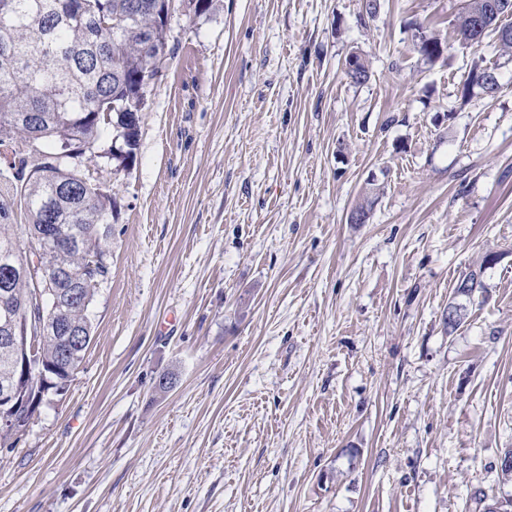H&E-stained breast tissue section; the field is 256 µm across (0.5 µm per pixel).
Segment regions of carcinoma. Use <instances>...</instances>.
I'll return each mask as SVG.
<instances>
[{"label":"carcinoma","mask_w":512,"mask_h":512,"mask_svg":"<svg viewBox=\"0 0 512 512\" xmlns=\"http://www.w3.org/2000/svg\"><path fill=\"white\" fill-rule=\"evenodd\" d=\"M137 0H0V336L23 304L30 282L3 276V268L47 242L51 227H74L81 247L46 252L42 262L63 264L78 274L89 252L106 253L111 236L112 197L84 178L80 167L63 158L76 152L125 163L134 157L139 136L137 105L145 87L137 76L155 65L154 53H169L170 22L165 0L136 7ZM493 0H465L454 23L457 36L468 37L470 17L483 14ZM107 21L112 27L106 28ZM415 46L430 63L444 53L443 41L416 29ZM488 67H475L462 89L483 88ZM114 132L119 148H104L103 135ZM24 209L22 235L14 214ZM96 278L88 274L80 300L68 310L70 323L91 335L88 308ZM37 349L52 362L55 336L41 334Z\"/></svg>","instance_id":"carcinoma-1"}]
</instances>
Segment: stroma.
<instances>
[{
	"instance_id": "obj_1",
	"label": "stroma",
	"mask_w": 512,
	"mask_h": 512,
	"mask_svg": "<svg viewBox=\"0 0 512 512\" xmlns=\"http://www.w3.org/2000/svg\"><path fill=\"white\" fill-rule=\"evenodd\" d=\"M174 15L61 395L0 448V512H482L512 497V63L463 0ZM448 47L430 64L416 26ZM371 65L362 85L344 62ZM369 223L347 216L367 189ZM493 263H486V256ZM483 288L444 318L459 278ZM465 5L462 8V10L459 12L458 16L456 17L455 23H454V31L457 34V37H463V38H469L468 31H469V24H470V17L474 14L472 18V27L474 29L475 33H480L485 30L487 26V22L489 21L488 15H490V12L493 10L494 14H497L499 5L491 2H503L499 0H465ZM490 5L491 9L488 12L487 15H484V13L488 10L487 7ZM480 13V14H479ZM499 66H500V64L495 65L494 67L479 66V67L473 68V70L470 73L468 82L464 85V87L462 89V95L466 96L467 94L470 93V91L474 87H477L485 95H487L489 97L495 96V95H490L488 93H485V89L482 84H485V82H486V73H487V83L485 85L487 88V92L489 91V89H488L489 87H491L490 93L497 91L500 88V81L498 78L497 71H487L488 69H491V68L494 70H497L499 68Z\"/></svg>"
}]
</instances>
